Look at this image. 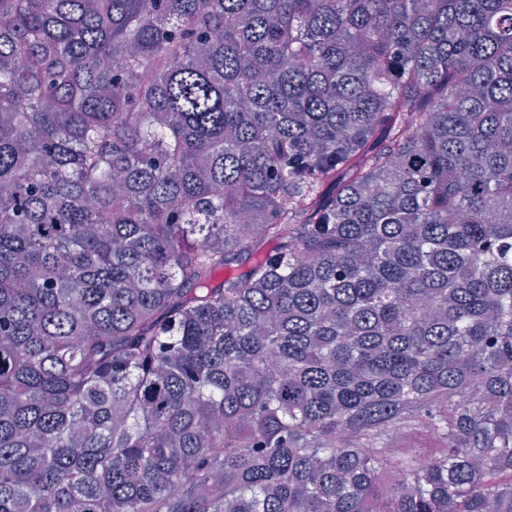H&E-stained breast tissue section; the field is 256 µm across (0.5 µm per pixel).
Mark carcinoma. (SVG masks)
Here are the masks:
<instances>
[{
    "label": "carcinoma",
    "mask_w": 512,
    "mask_h": 512,
    "mask_svg": "<svg viewBox=\"0 0 512 512\" xmlns=\"http://www.w3.org/2000/svg\"><path fill=\"white\" fill-rule=\"evenodd\" d=\"M0 512H512V0H0Z\"/></svg>",
    "instance_id": "cac0c4a2"
}]
</instances>
